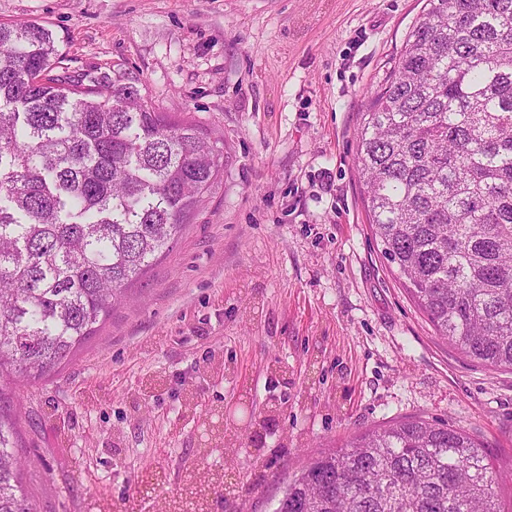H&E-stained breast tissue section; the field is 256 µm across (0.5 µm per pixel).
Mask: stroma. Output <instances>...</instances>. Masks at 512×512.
Masks as SVG:
<instances>
[{
	"mask_svg": "<svg viewBox=\"0 0 512 512\" xmlns=\"http://www.w3.org/2000/svg\"><path fill=\"white\" fill-rule=\"evenodd\" d=\"M421 0H0L75 77L119 66L224 142V177L172 250L48 381L20 390L40 512H152L222 471V512H271L312 457L393 421L463 430L512 512V372L437 336L382 257L360 114Z\"/></svg>",
	"mask_w": 512,
	"mask_h": 512,
	"instance_id": "35a3bbf8",
	"label": "stroma"
}]
</instances>
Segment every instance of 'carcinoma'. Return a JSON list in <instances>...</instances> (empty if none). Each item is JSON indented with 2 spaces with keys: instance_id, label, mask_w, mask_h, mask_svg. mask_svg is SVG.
Returning a JSON list of instances; mask_svg holds the SVG:
<instances>
[{
  "instance_id": "cac0c4a2",
  "label": "carcinoma",
  "mask_w": 512,
  "mask_h": 512,
  "mask_svg": "<svg viewBox=\"0 0 512 512\" xmlns=\"http://www.w3.org/2000/svg\"><path fill=\"white\" fill-rule=\"evenodd\" d=\"M39 24L0 25V512H36L7 384L56 372L170 250L224 146L139 79H73ZM358 170L382 257L439 336L512 370V0H425L361 113ZM480 444L410 419L317 457L272 512H501ZM190 474L204 505L220 483Z\"/></svg>"
}]
</instances>
